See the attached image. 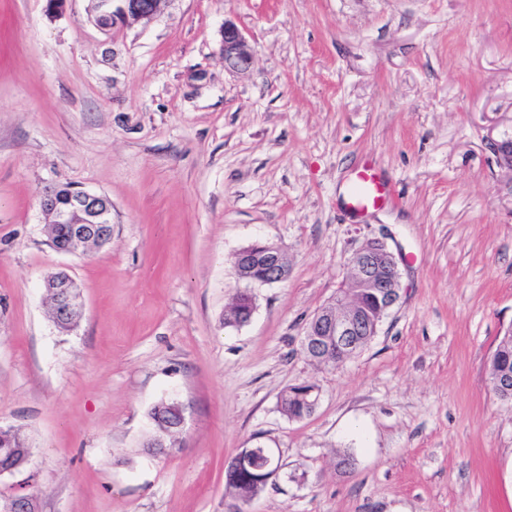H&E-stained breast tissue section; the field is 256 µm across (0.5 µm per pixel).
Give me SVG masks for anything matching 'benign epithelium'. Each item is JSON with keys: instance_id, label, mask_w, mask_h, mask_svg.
I'll use <instances>...</instances> for the list:
<instances>
[{"instance_id": "benign-epithelium-1", "label": "benign epithelium", "mask_w": 512, "mask_h": 512, "mask_svg": "<svg viewBox=\"0 0 512 512\" xmlns=\"http://www.w3.org/2000/svg\"><path fill=\"white\" fill-rule=\"evenodd\" d=\"M167 0H90L89 13L94 24L109 31L129 21L151 20L160 15ZM224 68L245 73L250 69L251 54L247 50L246 38L231 21H224L222 36ZM500 165L512 170V139L500 142L490 140ZM41 208L56 224L66 225L67 239L60 251L81 254L91 241L101 244L110 236L107 214L110 206L102 194L75 190L63 202L56 190L47 192L41 199ZM239 279L248 283L269 285L288 277V264L283 249L275 243L257 242L240 249L234 260ZM348 273L339 290L349 296L362 291L374 293L381 305L380 313L387 314L400 299V274L398 262L387 244L379 238H364L353 250L347 263ZM45 288L55 296L58 314L69 319L80 316L82 301L76 285L69 277L61 276L45 282ZM381 321L367 325L358 308H345L334 296L322 306L309 322L302 344L314 352L339 349L349 354L356 353L362 337L375 336ZM263 458L260 482L273 485L280 476V456L272 448L256 444L240 449L234 456L238 469L250 470L256 457ZM0 512H38L35 495L14 492L0 495Z\"/></svg>"}]
</instances>
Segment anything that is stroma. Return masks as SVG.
Here are the masks:
<instances>
[{
    "mask_svg": "<svg viewBox=\"0 0 512 512\" xmlns=\"http://www.w3.org/2000/svg\"><path fill=\"white\" fill-rule=\"evenodd\" d=\"M89 0H0V426L32 450L39 512H225L224 470L261 438L283 470L247 512H512V404L489 391L512 329V0H168L100 30ZM249 73L225 69V21ZM372 163L387 204H343ZM112 201V240L55 250L39 199ZM398 304L336 368L301 350L364 237ZM281 246L288 277L248 287L233 256ZM83 301L59 329L44 283ZM257 308L224 325L234 297ZM316 384L291 421L285 388ZM185 424L151 456V408ZM352 454L347 475L336 454ZM180 410L173 403L162 402L160 406L155 405L151 411L150 416L154 424L161 430L164 424H175L178 420ZM184 421L183 409H181L180 420L177 427H182Z\"/></svg>",
    "mask_w": 512,
    "mask_h": 512,
    "instance_id": "stroma-1",
    "label": "stroma"
}]
</instances>
